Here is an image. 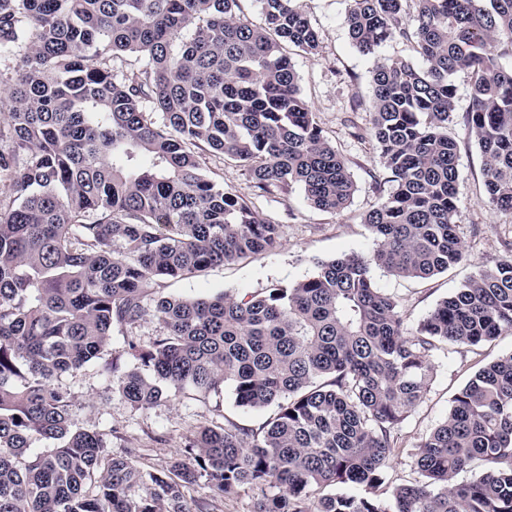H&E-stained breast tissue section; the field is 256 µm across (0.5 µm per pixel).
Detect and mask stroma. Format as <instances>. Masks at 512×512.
Segmentation results:
<instances>
[{
    "instance_id": "1",
    "label": "stroma",
    "mask_w": 512,
    "mask_h": 512,
    "mask_svg": "<svg viewBox=\"0 0 512 512\" xmlns=\"http://www.w3.org/2000/svg\"><path fill=\"white\" fill-rule=\"evenodd\" d=\"M305 10L315 25L320 51L314 56L297 55L293 63L302 95L309 102L316 121L328 139L343 154L356 184L349 206L341 212H325L311 206L300 187L288 194L257 196L241 167L223 156L205 152L201 168L217 184L236 192L259 214L279 225L284 234L274 251L244 259L229 266L207 270L184 280H162L155 288L161 294L206 297L262 292L299 282L314 271L318 260L342 255H366L376 240L363 222L364 215L378 204L390 184H376L375 174L383 170L382 159L370 134L372 117L371 71L377 57H398L422 66L411 46L393 41L379 48L377 55L360 53L351 43L344 18L348 0H304ZM457 115L448 125L458 144L459 182L457 200L460 221L457 233L463 243L464 260L447 272L425 280H404L380 267H372L377 288L393 296L407 330H414L442 299L454 293L480 268L493 266L512 256L506 247L512 241V213L492 210L486 202L482 158L461 115L470 105V88L465 74L455 77ZM512 352V333L505 332L481 346H445L434 358V375L425 400L397 428V449L385 471L389 485L413 479L412 454L420 442L447 417L455 393L481 367ZM76 399L83 402L79 422L104 429H116L113 452L123 448L141 451L140 466L147 471L165 467L180 451L186 436L201 428L232 421L245 428H259L269 410L236 406L231 387L190 399L176 393L150 409H135L118 394L97 368L89 366L63 380Z\"/></svg>"
}]
</instances>
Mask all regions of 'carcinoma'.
I'll use <instances>...</instances> for the list:
<instances>
[{"instance_id":"cac0c4a2","label":"carcinoma","mask_w":512,"mask_h":512,"mask_svg":"<svg viewBox=\"0 0 512 512\" xmlns=\"http://www.w3.org/2000/svg\"><path fill=\"white\" fill-rule=\"evenodd\" d=\"M258 2L260 24L240 0H0V512H192L184 490L203 477L219 498L252 488L254 512H512V353L455 394L390 500L325 492L386 484L393 432L429 391L435 351L512 333L511 258L409 336L370 275L426 279L464 257L447 133L459 72L488 203L512 212V68L500 63L512 0H350L359 52L408 42L426 65L383 57L372 70L391 190L364 218L370 255L318 260L260 293L156 295L153 282L281 245L283 225L203 174L200 152L242 167L262 194L298 186L322 211L355 193L290 56L320 47L302 0ZM122 56L136 66L117 74ZM149 317L162 333L126 339L120 370L113 329ZM91 365L136 409L229 382L238 406L276 410L255 430L205 427L146 473L137 449L112 455L114 430L79 423L62 379ZM475 461L483 470L456 481Z\"/></svg>"}]
</instances>
